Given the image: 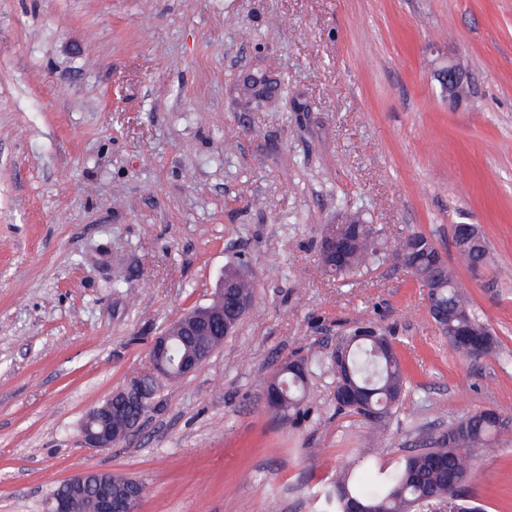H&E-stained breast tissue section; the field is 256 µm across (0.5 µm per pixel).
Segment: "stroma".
<instances>
[{
  "mask_svg": "<svg viewBox=\"0 0 512 512\" xmlns=\"http://www.w3.org/2000/svg\"><path fill=\"white\" fill-rule=\"evenodd\" d=\"M457 60L460 104L434 77ZM355 212L384 249L435 243L492 355L452 351L393 260L324 270L325 229ZM457 224L484 235L481 268ZM238 262L255 297L235 333L136 432L81 447L86 412ZM366 327L407 376L376 435L334 396L336 343ZM304 357L309 397L270 410L267 379ZM486 408L512 418V0H0V512H43L86 470L141 481L136 512H322L350 457L392 462ZM472 460L464 499L512 512V434ZM456 252L464 264L473 268L483 265L488 253L486 242L478 230L473 241L465 247H458Z\"/></svg>",
  "mask_w": 512,
  "mask_h": 512,
  "instance_id": "1",
  "label": "stroma"
}]
</instances>
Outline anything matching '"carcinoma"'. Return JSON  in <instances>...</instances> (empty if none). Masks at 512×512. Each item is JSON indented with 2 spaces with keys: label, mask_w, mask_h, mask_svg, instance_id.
Returning a JSON list of instances; mask_svg holds the SVG:
<instances>
[{
  "label": "carcinoma",
  "mask_w": 512,
  "mask_h": 512,
  "mask_svg": "<svg viewBox=\"0 0 512 512\" xmlns=\"http://www.w3.org/2000/svg\"><path fill=\"white\" fill-rule=\"evenodd\" d=\"M375 236L376 229L367 225L366 237L353 249L349 262L334 270L335 275L343 277L356 273L379 260V251L373 241ZM417 239L421 246L414 248L415 276L429 280L434 265L425 237L411 234L401 240L400 245L405 247ZM457 254L469 267L483 265L487 245L482 235L476 234L470 244L457 249ZM433 294L437 303L448 308V342H453V335L463 331L475 334L481 340L472 357H484L496 348V338L474 317L465 292L455 283L453 275L439 283ZM342 345L349 369L348 380L366 390L370 407L368 411L349 405L344 409L366 417L371 412H393L406 385V375L394 347L384 339L363 336L357 331L344 337ZM189 353L190 348L179 337H173L167 354L169 368L177 367ZM310 372L311 367L305 361L283 364L277 380L283 412L297 409L305 400ZM511 428L512 420L474 412L449 426L448 433L441 435L434 446L422 453L398 458L385 472L373 473L368 469L359 474L356 469L348 468L350 481L336 482V491L328 499L334 500L335 512H349L353 502L364 504L369 512H477L464 505L460 495L450 492L451 480L464 479L471 473V449L490 445L495 437Z\"/></svg>",
  "instance_id": "1"
}]
</instances>
